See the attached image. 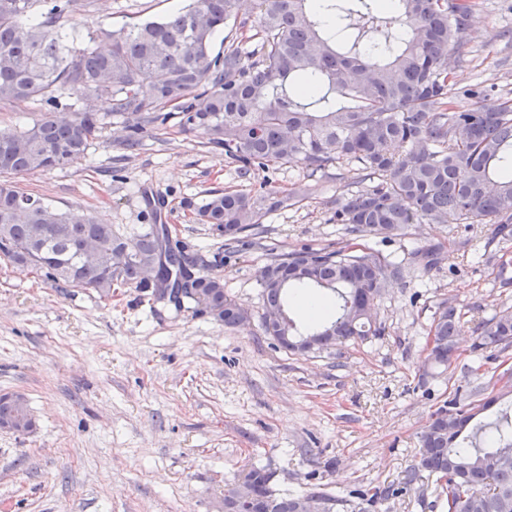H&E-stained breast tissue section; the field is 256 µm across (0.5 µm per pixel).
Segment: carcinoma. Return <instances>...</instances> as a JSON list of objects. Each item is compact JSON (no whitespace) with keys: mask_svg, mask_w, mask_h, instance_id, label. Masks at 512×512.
<instances>
[{"mask_svg":"<svg viewBox=\"0 0 512 512\" xmlns=\"http://www.w3.org/2000/svg\"><path fill=\"white\" fill-rule=\"evenodd\" d=\"M258 0L259 58L242 62L229 44L212 52V38L235 14L237 0H190L175 14L127 31L99 27L79 45L58 31L73 0H0V102H40L104 97L110 113L125 119L127 146L140 144L144 124L171 118L200 130L208 143L241 170L304 162L356 165L376 183L331 201L336 223L349 235L387 239L414 224H493L495 236H512V104H482L448 111L453 98L452 53L465 44L472 4L466 0H397L391 11L381 0ZM336 16L330 32L323 15ZM197 16L195 27L186 24ZM101 125L90 111L58 121L44 112L29 128L0 132V174L23 176L65 166L85 156ZM300 190L253 195L214 194L197 210L201 224L227 230L224 247L273 212L300 203ZM97 241L92 252L85 241ZM169 241L166 225L152 224L126 237L92 216H70L42 198L0 183V257L44 272L59 288H93L102 295L114 282L148 288L143 272ZM130 252L119 268L113 254ZM437 248L411 253L429 270ZM404 261L374 251L302 250L284 254L260 270L264 307L282 318L262 322L267 336L294 354L321 352L342 340L381 335L372 321L376 300ZM207 309L224 327L250 322L224 283L209 273L196 280ZM326 290L318 310L299 324L290 300L297 289ZM460 326L457 310L444 304L427 336L430 362L448 367ZM472 350L506 353L512 347V309L472 328ZM502 395L468 404L454 397L421 435L418 461L405 471L404 487L426 472L436 477L445 512H512V402L496 420L476 415ZM25 420L26 401L0 397V427ZM273 473L251 467L246 479L251 502L270 512H301L316 494H273ZM325 512L335 499L322 493Z\"/></svg>","mask_w":512,"mask_h":512,"instance_id":"carcinoma-1","label":"carcinoma"}]
</instances>
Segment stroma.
Segmentation results:
<instances>
[{
  "mask_svg": "<svg viewBox=\"0 0 512 512\" xmlns=\"http://www.w3.org/2000/svg\"><path fill=\"white\" fill-rule=\"evenodd\" d=\"M186 0H74L65 32L130 27L168 17ZM255 0H242L212 42L259 56ZM453 81L488 101L512 99V0H476L466 43L451 59ZM91 107L102 126L80 161L17 177L24 191L57 209L95 215L121 234L152 219L147 190L194 272L219 277L251 315L227 329L200 308L176 309L154 289L121 286L111 296L58 288L43 272L0 258V395L23 394L35 429H0V512H222L224 489L263 465L276 494L321 492L334 512H360L357 491L399 484L415 464L431 415L449 396L471 402L499 375L498 360L471 371V329L512 307V285L496 277L512 262V240L494 242L489 224L413 225L386 240H350L330 200L365 189L347 166L292 163L241 174L201 131L151 124L138 148L107 99ZM306 186L299 205L268 215L248 243L224 248V234L199 223L211 192H281ZM369 246L390 258L441 245L435 266L391 281L373 309L380 336L346 340L309 356L278 348L261 327L260 268L304 247ZM462 331L443 373L432 372L426 336L442 304ZM378 512H443L434 477L377 506Z\"/></svg>",
  "mask_w": 512,
  "mask_h": 512,
  "instance_id": "1",
  "label": "stroma"
}]
</instances>
